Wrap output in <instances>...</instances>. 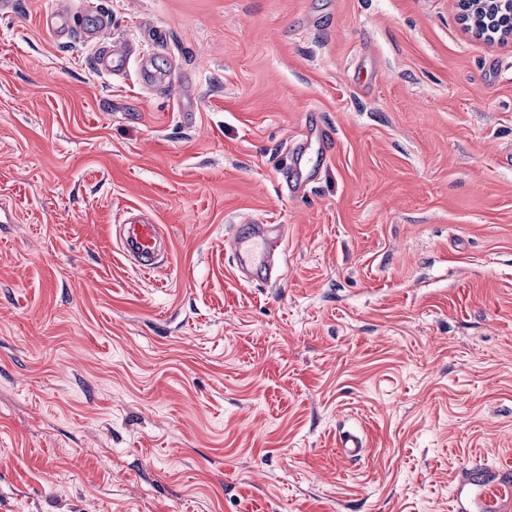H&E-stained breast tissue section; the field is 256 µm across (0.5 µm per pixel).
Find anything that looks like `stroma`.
<instances>
[{
	"instance_id": "1",
	"label": "stroma",
	"mask_w": 512,
	"mask_h": 512,
	"mask_svg": "<svg viewBox=\"0 0 512 512\" xmlns=\"http://www.w3.org/2000/svg\"><path fill=\"white\" fill-rule=\"evenodd\" d=\"M0 14V512H454L512 485V38L457 0ZM130 45L104 74L80 27ZM331 158L284 176L309 119ZM166 251L145 272L116 227ZM282 224L268 278L224 248ZM367 452L340 457L336 437ZM73 17V14L64 6L58 7L45 14V28L55 38L63 37L67 28V23ZM310 162V158L305 155V146L300 143L292 154L291 158V180L288 185L289 193L292 196H299L306 188L311 179V175H303L301 166H306ZM124 254L143 270L154 269L159 262L162 228L144 213H132L116 231Z\"/></svg>"
}]
</instances>
